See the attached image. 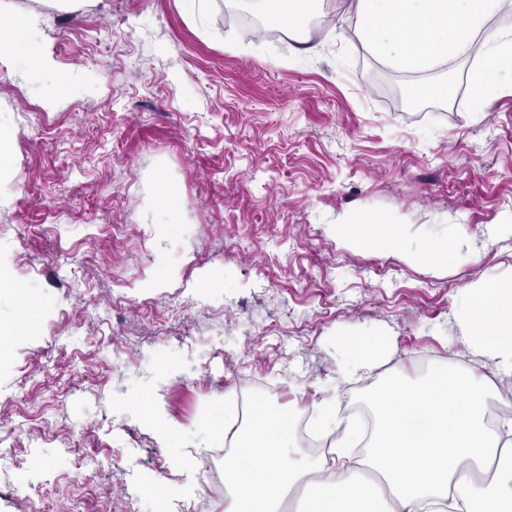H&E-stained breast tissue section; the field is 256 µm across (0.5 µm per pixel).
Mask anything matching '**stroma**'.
Masks as SVG:
<instances>
[{"mask_svg":"<svg viewBox=\"0 0 512 512\" xmlns=\"http://www.w3.org/2000/svg\"><path fill=\"white\" fill-rule=\"evenodd\" d=\"M348 2L319 0L301 41L251 0H0L67 85L0 67V512H224L198 501L218 406L367 400L461 351L467 285L512 279L490 230L512 219V90L479 104L477 58L394 66ZM369 217L411 242L457 228L464 253L425 266L336 230ZM18 287L42 305L22 333ZM363 337L389 356L356 390Z\"/></svg>","mask_w":512,"mask_h":512,"instance_id":"obj_1","label":"stroma"}]
</instances>
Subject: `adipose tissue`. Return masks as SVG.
Here are the masks:
<instances>
[{
  "label": "adipose tissue",
  "mask_w": 512,
  "mask_h": 512,
  "mask_svg": "<svg viewBox=\"0 0 512 512\" xmlns=\"http://www.w3.org/2000/svg\"><path fill=\"white\" fill-rule=\"evenodd\" d=\"M501 0H355L352 18L374 50L418 69L477 52L501 59L512 86V33L488 28ZM34 18L0 28V59L50 63L31 32ZM460 340L471 365L437 364L420 377L373 390L375 435L361 456V431L335 405L321 408L318 430L333 454L314 459L296 447L292 417L257 403L247 428L224 410L234 452L224 460V512H281L285 495L296 512H512V419L488 426L490 373L512 375V281L475 286Z\"/></svg>",
  "instance_id": "1"
}]
</instances>
